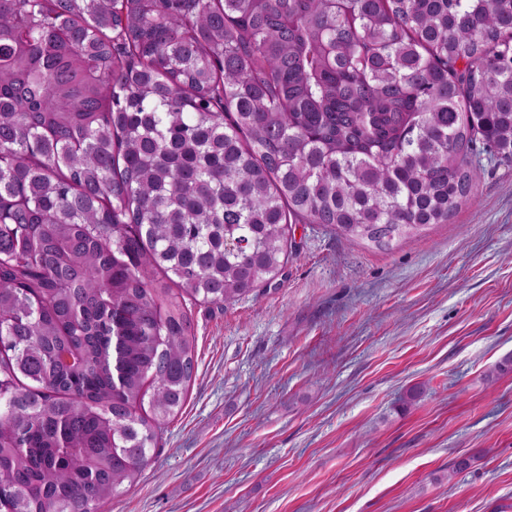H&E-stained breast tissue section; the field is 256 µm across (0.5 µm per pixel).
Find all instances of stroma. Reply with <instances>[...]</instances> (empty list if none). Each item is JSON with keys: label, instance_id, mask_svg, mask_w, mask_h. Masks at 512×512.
I'll return each mask as SVG.
<instances>
[{"label": "stroma", "instance_id": "1", "mask_svg": "<svg viewBox=\"0 0 512 512\" xmlns=\"http://www.w3.org/2000/svg\"><path fill=\"white\" fill-rule=\"evenodd\" d=\"M292 240L258 295L193 306L185 404L105 512H512V372L484 380L512 354V164L418 239Z\"/></svg>", "mask_w": 512, "mask_h": 512}]
</instances>
